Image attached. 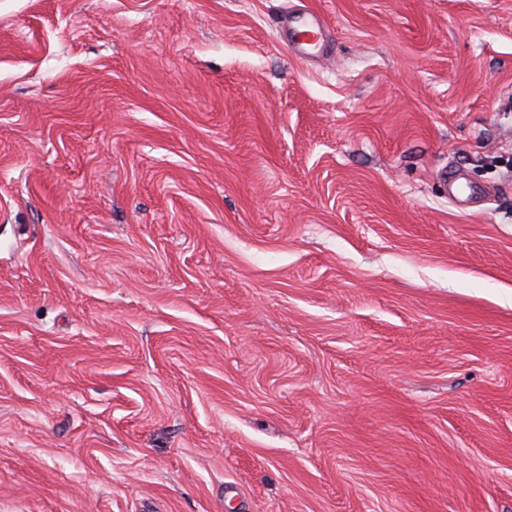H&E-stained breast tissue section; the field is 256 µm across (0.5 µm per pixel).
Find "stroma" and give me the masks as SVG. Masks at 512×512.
Listing matches in <instances>:
<instances>
[{
	"label": "stroma",
	"instance_id": "35a3bbf8",
	"mask_svg": "<svg viewBox=\"0 0 512 512\" xmlns=\"http://www.w3.org/2000/svg\"><path fill=\"white\" fill-rule=\"evenodd\" d=\"M511 92L512 0H0V512H512ZM288 47L307 60L323 57L328 51L326 27L315 16L294 14L286 25Z\"/></svg>",
	"mask_w": 512,
	"mask_h": 512
}]
</instances>
